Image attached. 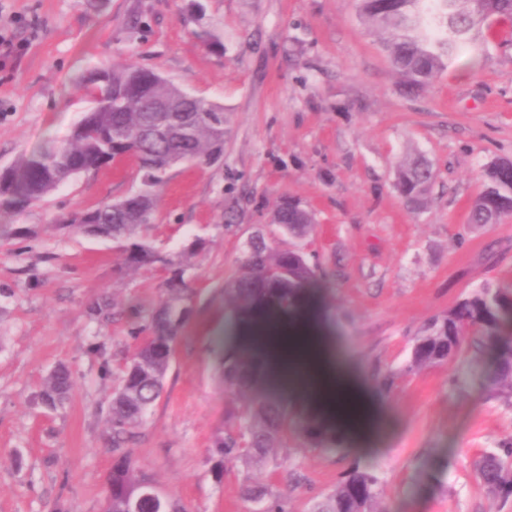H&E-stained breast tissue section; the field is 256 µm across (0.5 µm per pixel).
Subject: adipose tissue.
Returning a JSON list of instances; mask_svg holds the SVG:
<instances>
[{
	"label": "adipose tissue",
	"mask_w": 512,
	"mask_h": 512,
	"mask_svg": "<svg viewBox=\"0 0 512 512\" xmlns=\"http://www.w3.org/2000/svg\"><path fill=\"white\" fill-rule=\"evenodd\" d=\"M316 308L302 300L289 315L272 312L261 334L240 326L236 344L258 358V371L289 398L324 407L323 423L366 452L385 428L378 404L354 366L339 360L320 329L310 328Z\"/></svg>",
	"instance_id": "ef3b65f1"
}]
</instances>
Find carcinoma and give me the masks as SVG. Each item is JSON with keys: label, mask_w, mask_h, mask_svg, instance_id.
<instances>
[{"label": "carcinoma", "mask_w": 512, "mask_h": 512, "mask_svg": "<svg viewBox=\"0 0 512 512\" xmlns=\"http://www.w3.org/2000/svg\"><path fill=\"white\" fill-rule=\"evenodd\" d=\"M361 12L380 28L382 42L394 70L409 90L428 85L441 71L479 46L481 26L492 17L512 18V0H361ZM94 107L74 129L70 139L49 146L10 165L8 180L0 183V213H17L44 202L55 190V181L67 177V158H79L82 175L127 156L140 173L139 190L131 198L104 202L95 208L96 220L110 227V239L121 253L119 272L161 265L171 273L189 272L191 264L158 251L144 231L156 220L155 198L168 171L182 163H207L224 143L229 118L215 126L208 115L225 112L224 105L202 97L186 103V111L168 131L152 135L157 113L155 100H178L182 88L158 73L134 64L103 68L79 82ZM433 179L422 156L399 171L397 189L409 206L420 204ZM484 188L473 201L471 224H496L512 216V162H491L484 169ZM282 232L292 239L305 238L313 217L304 210L281 207ZM319 265L301 250L272 249L257 234L251 238L240 272L224 290V304L250 305L260 294L294 292L312 281ZM189 284L165 287L158 307L142 316L132 353L119 365L117 386L106 406L112 447L104 512H133L139 498L154 488L140 474L128 445L145 423L158 399L171 367L184 308L194 302ZM512 289L485 284L436 317L424 333L413 339L410 355L401 369L412 374L423 367L458 358L469 345L491 353V361L470 368L456 379L478 383L490 399L512 405ZM224 388L231 393L224 411V432L214 441L211 458L216 482L224 470L237 463L249 468L267 466L275 473L279 464L274 449L288 435L304 429V421L282 401L250 392L251 369L240 357L227 355L220 363ZM58 368L45 379L41 404L63 405L70 383ZM476 476L488 493L512 496V442L484 450ZM448 478L445 457L429 463L421 485L441 489ZM381 480L375 468L355 465L331 490L315 499L309 512H383L379 508ZM244 495L261 505L260 512H284L281 497L266 486L245 481Z\"/></svg>", "instance_id": "carcinoma-1"}]
</instances>
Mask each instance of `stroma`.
I'll use <instances>...</instances> for the list:
<instances>
[{
  "instance_id": "stroma-1",
  "label": "stroma",
  "mask_w": 512,
  "mask_h": 512,
  "mask_svg": "<svg viewBox=\"0 0 512 512\" xmlns=\"http://www.w3.org/2000/svg\"><path fill=\"white\" fill-rule=\"evenodd\" d=\"M0 35L13 43L0 50V167L70 138L93 106L76 81L94 69L132 62L228 110L218 160L172 168L157 197L155 246L174 257L193 237L204 245L193 259L195 312L131 447L141 473L185 512H255L243 472L220 482L211 473L228 402L220 357L233 353L237 325L258 332L266 321L225 311L224 288L254 232L287 246L274 213L291 197L314 219L303 241L320 264L314 322L392 426L359 455L309 422L278 449L281 474L254 479L287 512H308L355 463H371L387 512H512V499L488 495L474 471L485 449L512 441V406L451 385L467 353L401 372L434 317L482 285L512 288V218L469 221L485 166L512 161V21H488L480 52L414 91L400 84L359 0H0ZM416 152L434 180L413 209L395 184ZM138 184L134 162L110 164L40 205L0 214V225L22 230L0 232V512H101L112 453L100 404L116 384L103 362L133 347L134 313L164 298L165 274L118 275L112 241L56 220ZM105 297L112 319L100 324L86 311ZM60 365L75 384L49 409L36 397ZM388 373L385 393L377 382ZM440 454L450 461L446 490L419 489ZM291 469L303 476L294 488L283 478Z\"/></svg>"
}]
</instances>
